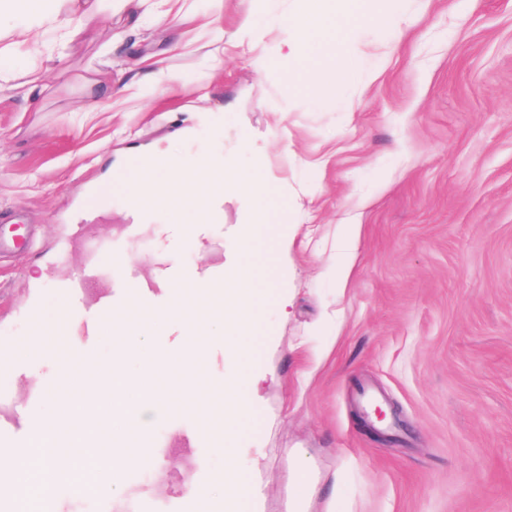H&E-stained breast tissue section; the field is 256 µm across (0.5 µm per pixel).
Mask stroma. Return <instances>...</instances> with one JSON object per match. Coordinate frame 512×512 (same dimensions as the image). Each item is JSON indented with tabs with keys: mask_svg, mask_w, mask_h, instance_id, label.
I'll return each mask as SVG.
<instances>
[{
	"mask_svg": "<svg viewBox=\"0 0 512 512\" xmlns=\"http://www.w3.org/2000/svg\"><path fill=\"white\" fill-rule=\"evenodd\" d=\"M155 8L113 0L107 21L52 0L34 53L12 48L18 19L0 15V225L17 217L32 232L27 252L0 253V353L15 362L0 400L20 437L53 414L35 391L58 379L54 362L20 354L45 303L75 324L61 339L69 352L111 360V320L56 291L82 268L84 238L123 260L113 308L143 290L155 341L176 340L163 315L171 284L230 261L249 199L225 196L218 224L133 220L120 195L104 213L81 204L134 148L191 160L219 142L226 162H261L288 190L253 242L265 298L251 356L225 360L217 321L203 362L213 389L243 369L256 377L252 415L223 444L207 416L173 410L153 431L155 465L126 470L117 496L94 489L106 459L86 449L45 512H181L194 488L222 500L229 459L248 512H289L302 487L305 512H512V0H380L356 23L390 53L359 58L354 82L316 100L289 89L278 57L256 73L237 42L247 20L294 15L299 0H179L170 27ZM71 15L84 28L66 42L53 19ZM29 70L46 75L34 99L18 88ZM100 78L111 95L94 96ZM360 386L400 407L402 426L385 427L394 442L357 427Z\"/></svg>",
	"mask_w": 512,
	"mask_h": 512,
	"instance_id": "35a3bbf8",
	"label": "stroma"
}]
</instances>
